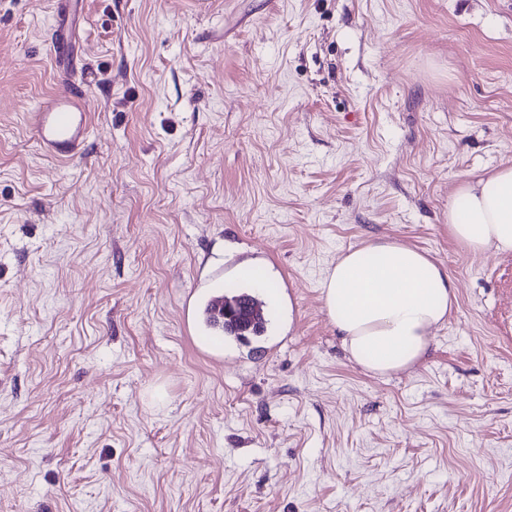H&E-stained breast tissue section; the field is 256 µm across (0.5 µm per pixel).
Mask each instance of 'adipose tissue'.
<instances>
[{"instance_id": "obj_1", "label": "adipose tissue", "mask_w": 512, "mask_h": 512, "mask_svg": "<svg viewBox=\"0 0 512 512\" xmlns=\"http://www.w3.org/2000/svg\"><path fill=\"white\" fill-rule=\"evenodd\" d=\"M448 232L469 252L512 253L511 162L457 185L448 199ZM321 293L348 358L379 376L423 361L431 329L456 302L442 266L390 240L343 253L327 270Z\"/></svg>"}]
</instances>
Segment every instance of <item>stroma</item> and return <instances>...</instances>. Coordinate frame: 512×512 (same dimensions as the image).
Returning a JSON list of instances; mask_svg holds the SVG:
<instances>
[{
  "mask_svg": "<svg viewBox=\"0 0 512 512\" xmlns=\"http://www.w3.org/2000/svg\"><path fill=\"white\" fill-rule=\"evenodd\" d=\"M0 0V512H512V254L448 197L512 162V0ZM58 161L31 107L71 81ZM392 239L457 288L427 357L367 374L321 282ZM266 336L207 347L239 265ZM55 22L57 23V34L54 39L53 48L57 59L62 63L73 54L75 46L66 32L65 15L59 14ZM86 95L74 83L68 92L45 98L32 111L31 132L52 157L67 161L82 152L92 128Z\"/></svg>",
  "mask_w": 512,
  "mask_h": 512,
  "instance_id": "1",
  "label": "stroma"
}]
</instances>
